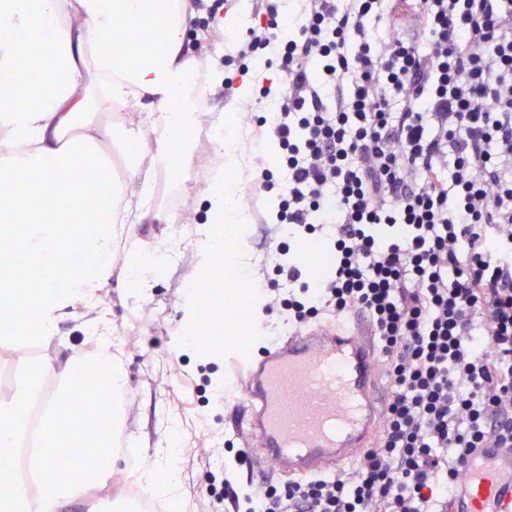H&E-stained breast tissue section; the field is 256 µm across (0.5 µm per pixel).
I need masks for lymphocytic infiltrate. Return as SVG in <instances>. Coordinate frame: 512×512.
Masks as SVG:
<instances>
[{
    "label": "lymphocytic infiltrate",
    "instance_id": "lymphocytic-infiltrate-1",
    "mask_svg": "<svg viewBox=\"0 0 512 512\" xmlns=\"http://www.w3.org/2000/svg\"><path fill=\"white\" fill-rule=\"evenodd\" d=\"M246 31L225 90L256 61L267 220L323 233L316 286L287 271L288 324L354 311L380 343L383 429L345 475L236 491L224 512H451L476 448H512V0H296Z\"/></svg>",
    "mask_w": 512,
    "mask_h": 512
}]
</instances>
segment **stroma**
<instances>
[{
    "label": "stroma",
    "mask_w": 512,
    "mask_h": 512,
    "mask_svg": "<svg viewBox=\"0 0 512 512\" xmlns=\"http://www.w3.org/2000/svg\"><path fill=\"white\" fill-rule=\"evenodd\" d=\"M216 153L205 131H198L192 144L188 176H175L167 182V194L157 199L162 210L174 212L175 224H143L131 239L144 261L142 276L152 279L150 292L138 299L128 297L120 286L104 289L107 317L113 335L122 338L119 348L128 377L124 400V435L137 441L142 450L132 461H119L108 483L81 490L78 498L63 512H119L133 498L131 484L141 468L155 459L159 446L176 439V467L181 477V494L189 512H224L207 491L208 475L224 477L223 443L238 448L254 447L249 432L238 426L235 398L216 396L214 388L223 382L228 364L224 345L207 341L196 346L184 342L187 334H201L200 324L188 322L185 314V290L196 260L192 251L180 253L164 266L155 260L164 257L166 246L175 239L189 236L191 223L204 220L209 182L216 167ZM247 218L241 238H225V251H232L236 241L249 248L251 260L259 272V287L265 288L264 308L252 311L253 322L260 326L253 332L249 345L260 350L262 331L284 333L285 312L271 282L287 287L285 276L274 269L270 247L278 245L283 235L277 226L258 223L252 206H243ZM87 316L83 308L59 326L57 336L46 346L24 352H0V374L12 377L0 384V397L11 396L24 381V369L30 361L49 360L61 363L85 346L83 325Z\"/></svg>",
    "instance_id": "obj_1"
}]
</instances>
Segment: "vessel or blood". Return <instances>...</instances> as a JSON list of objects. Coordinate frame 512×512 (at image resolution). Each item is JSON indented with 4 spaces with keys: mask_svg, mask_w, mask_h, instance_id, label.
Segmentation results:
<instances>
[{
    "mask_svg": "<svg viewBox=\"0 0 512 512\" xmlns=\"http://www.w3.org/2000/svg\"><path fill=\"white\" fill-rule=\"evenodd\" d=\"M364 314L289 330L260 357L240 337L225 347L239 371V422L263 454L288 476L332 475L373 448L385 394L378 352ZM455 512H512V448H477L467 457Z\"/></svg>",
    "mask_w": 512,
    "mask_h": 512,
    "instance_id": "vessel-or-blood-1",
    "label": "vessel or blood"
}]
</instances>
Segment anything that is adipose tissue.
Instances as JSON below:
<instances>
[{
	"mask_svg": "<svg viewBox=\"0 0 512 512\" xmlns=\"http://www.w3.org/2000/svg\"><path fill=\"white\" fill-rule=\"evenodd\" d=\"M189 0H0V243L14 257L0 263V313L14 320L0 333V347L46 344L76 304L97 300L115 273L130 293L150 288L133 251L121 248L125 227L153 214V185L164 170L185 166L184 146L197 124L192 82L199 63L186 46ZM161 23L160 47L143 44L141 26ZM36 59L39 73L18 79L24 61ZM145 118L146 134L98 121L95 108ZM121 145L124 168L112 159ZM235 183H211L207 217L195 226L188 304L219 250L214 225L227 231L243 223ZM79 241L72 250L70 241ZM40 315V326L20 322L24 307ZM86 336L87 351L57 365L43 361L45 379L0 402V447L26 436L25 406L41 403L44 447L63 445L75 424L112 404V430L94 447H108L120 460L115 434L123 428L128 380L112 353L108 323L96 315ZM102 373L91 386V372ZM73 412H64V405ZM73 480L31 492L17 484L0 489V512H42L44 501L61 508L77 489L100 484L104 475L72 460Z\"/></svg>",
	"mask_w": 512,
	"mask_h": 512,
	"instance_id": "obj_1",
	"label": "adipose tissue"
}]
</instances>
